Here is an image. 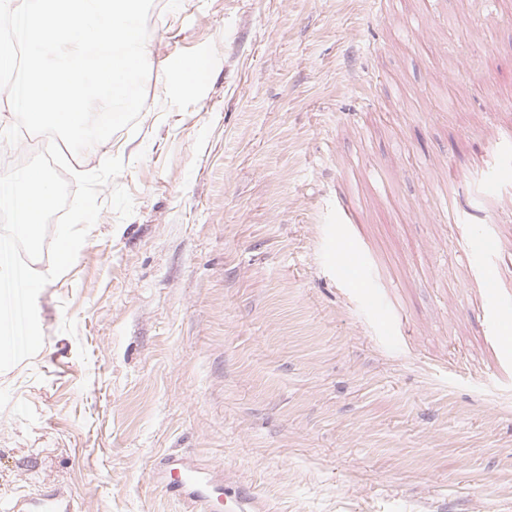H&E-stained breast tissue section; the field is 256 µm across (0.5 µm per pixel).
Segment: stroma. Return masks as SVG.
I'll return each mask as SVG.
<instances>
[{
	"label": "stroma",
	"instance_id": "1",
	"mask_svg": "<svg viewBox=\"0 0 512 512\" xmlns=\"http://www.w3.org/2000/svg\"><path fill=\"white\" fill-rule=\"evenodd\" d=\"M148 27L137 130L70 159L125 168L37 298L42 347L0 372V512H183L169 456L275 512H512L470 251L512 255V0H154ZM448 171L458 224L431 218ZM11 508L14 511L23 512H68L70 511V503L63 501L54 494H50L34 503L17 500Z\"/></svg>",
	"mask_w": 512,
	"mask_h": 512
}]
</instances>
